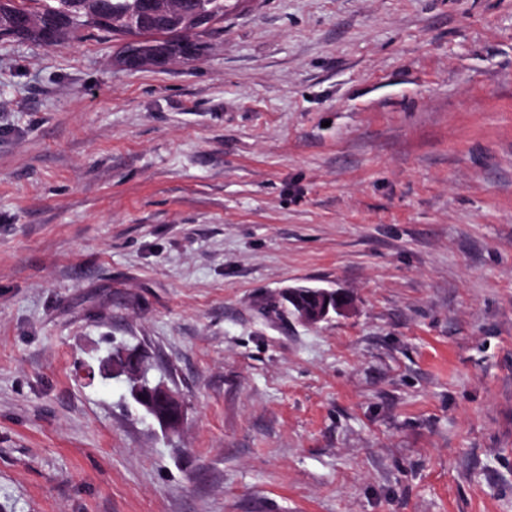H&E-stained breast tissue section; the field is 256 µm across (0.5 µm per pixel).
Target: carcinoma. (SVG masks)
Instances as JSON below:
<instances>
[{
    "label": "carcinoma",
    "mask_w": 512,
    "mask_h": 512,
    "mask_svg": "<svg viewBox=\"0 0 512 512\" xmlns=\"http://www.w3.org/2000/svg\"><path fill=\"white\" fill-rule=\"evenodd\" d=\"M240 0H0V37L33 39L61 45L77 33L101 30L114 37H134L144 61L156 51L182 60L196 57L202 45L186 34L199 29L208 13L216 22Z\"/></svg>",
    "instance_id": "1"
}]
</instances>
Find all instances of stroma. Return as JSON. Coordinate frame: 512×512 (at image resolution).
I'll return each mask as SVG.
<instances>
[{
    "instance_id": "stroma-1",
    "label": "stroma",
    "mask_w": 512,
    "mask_h": 512,
    "mask_svg": "<svg viewBox=\"0 0 512 512\" xmlns=\"http://www.w3.org/2000/svg\"><path fill=\"white\" fill-rule=\"evenodd\" d=\"M194 39L0 40V512H512V0ZM289 299L301 308V318L313 324L327 320L331 310L336 311L346 305V298L343 295L326 289H324L319 302L313 307L302 308L292 295L289 296ZM124 365L119 369L112 371V366L108 358L101 365V373L106 376L126 378L133 384L131 394L136 402L144 410L157 420L162 427L169 432L180 430L183 420V403L180 396L163 383L147 387L139 384L138 379L141 376L144 365L141 354L137 350H127L122 355ZM166 405L173 415H165L157 412L156 404Z\"/></svg>"
}]
</instances>
